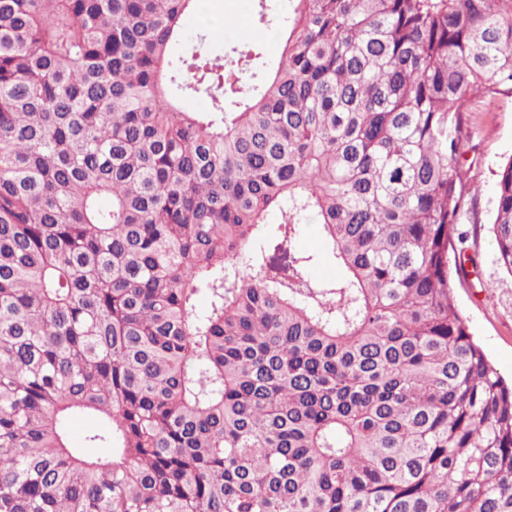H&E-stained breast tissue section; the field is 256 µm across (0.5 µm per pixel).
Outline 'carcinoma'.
<instances>
[{"label": "carcinoma", "instance_id": "obj_1", "mask_svg": "<svg viewBox=\"0 0 512 512\" xmlns=\"http://www.w3.org/2000/svg\"><path fill=\"white\" fill-rule=\"evenodd\" d=\"M198 12L0 0V512H512L451 265L512 0H255L269 68ZM491 230L512 276V159ZM299 250L312 254L315 257V264L311 274L316 281L334 280L339 275L338 268L331 262L326 253V245L320 237L315 224H303V231L298 238Z\"/></svg>", "mask_w": 512, "mask_h": 512}]
</instances>
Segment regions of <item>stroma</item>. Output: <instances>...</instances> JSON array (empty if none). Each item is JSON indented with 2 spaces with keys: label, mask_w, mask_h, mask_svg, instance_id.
Masks as SVG:
<instances>
[{
  "label": "stroma",
  "mask_w": 512,
  "mask_h": 512,
  "mask_svg": "<svg viewBox=\"0 0 512 512\" xmlns=\"http://www.w3.org/2000/svg\"><path fill=\"white\" fill-rule=\"evenodd\" d=\"M204 19L187 16L184 27L189 39H202L204 51L224 43H254L265 63H274L280 42L274 30L253 21L254 0H207ZM475 148L465 163L480 187L477 212L460 224L464 254L474 258L476 274L456 285L454 296L468 317L473 335L491 364L503 377L512 376V278L500 271L490 230L494 207L496 173L512 160V98H481L470 115Z\"/></svg>",
  "instance_id": "obj_1"
}]
</instances>
